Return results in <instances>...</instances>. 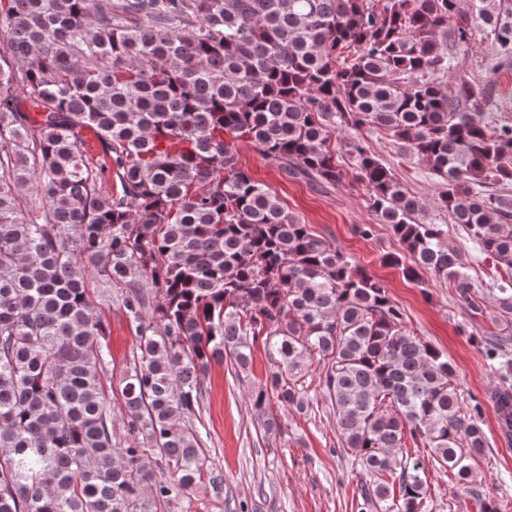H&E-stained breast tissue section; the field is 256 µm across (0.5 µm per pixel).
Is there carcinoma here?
Returning a JSON list of instances; mask_svg holds the SVG:
<instances>
[{
    "mask_svg": "<svg viewBox=\"0 0 512 512\" xmlns=\"http://www.w3.org/2000/svg\"><path fill=\"white\" fill-rule=\"evenodd\" d=\"M478 32L512 50V0H0V512H169L205 475L221 488L204 380L227 352L247 371L258 343L273 368L254 417L274 434L273 405L329 402L366 477L358 512H432L430 466L468 478L483 403L238 148L318 189L349 158L408 256L385 262L424 292L445 278L475 312L490 297L511 333L512 198L487 188L512 183V124L477 118L489 85L443 89ZM364 129L438 180L448 224L421 218ZM450 224L493 261L483 286ZM94 278L134 329L115 386ZM480 344L512 438V338Z\"/></svg>",
    "mask_w": 512,
    "mask_h": 512,
    "instance_id": "1",
    "label": "carcinoma"
}]
</instances>
